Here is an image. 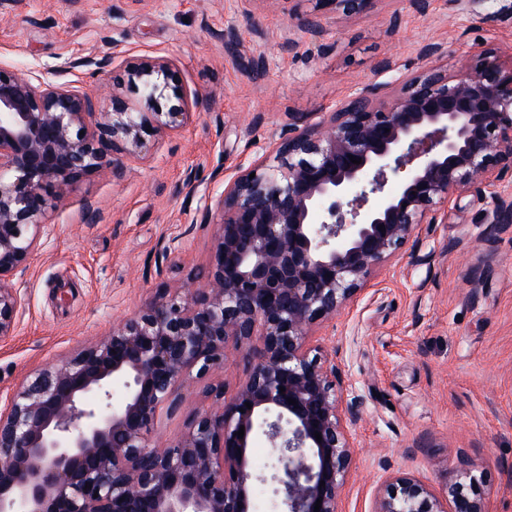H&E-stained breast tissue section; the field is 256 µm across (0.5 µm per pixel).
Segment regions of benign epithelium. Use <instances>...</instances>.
Listing matches in <instances>:
<instances>
[{
  "label": "benign epithelium",
  "mask_w": 512,
  "mask_h": 512,
  "mask_svg": "<svg viewBox=\"0 0 512 512\" xmlns=\"http://www.w3.org/2000/svg\"><path fill=\"white\" fill-rule=\"evenodd\" d=\"M316 2L356 14L371 0ZM297 28L327 32L315 14ZM126 71L135 104L0 66V341L20 307L12 278L40 250L48 209L94 173L122 175L114 154L137 157L193 116L169 61L142 55ZM386 86L354 89L316 122L288 113L269 154L203 198L201 223L215 226L207 277L159 289L13 393L0 409V512H252L256 480L282 512H314L319 498V512H340L361 414L339 389L336 359L312 354L314 327L366 290L416 226L448 221L464 190L487 188L486 223L512 224V191L498 188L512 168V72L482 52L454 76L432 69L383 100ZM244 350L256 361L233 396L207 386L180 439L150 445L162 412ZM260 432L276 464L258 477L250 448ZM385 483L374 512H487L486 474L474 465L448 484L449 509L411 477Z\"/></svg>",
  "instance_id": "benign-epithelium-1"
}]
</instances>
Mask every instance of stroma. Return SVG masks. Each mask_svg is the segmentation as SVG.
<instances>
[{
  "label": "stroma",
  "mask_w": 512,
  "mask_h": 512,
  "mask_svg": "<svg viewBox=\"0 0 512 512\" xmlns=\"http://www.w3.org/2000/svg\"><path fill=\"white\" fill-rule=\"evenodd\" d=\"M313 0H0V66L36 68L60 83L112 88L122 68L65 70L67 61L119 49L169 60L199 103L184 128L152 139L70 189L49 209L38 257L13 279L21 306L0 342V407L36 369L107 335L158 288L209 268L214 228L201 198L221 190L216 170L266 155L292 112H328L376 83L390 60L400 79L456 75L493 51L512 69V0H372L368 10H324L329 33L299 34ZM441 45L423 58V46ZM392 84L390 94L401 86ZM97 211L82 222L84 202ZM489 191L467 189L444 224L418 225L377 268L367 290L311 338L338 357L343 387L362 406L341 512H373L386 478L407 473L438 498L466 465L487 473L488 512H512V227L484 224ZM171 255H164L165 247ZM251 360L233 356L162 415L151 444L175 443L207 384L233 395Z\"/></svg>",
  "instance_id": "stroma-1"
}]
</instances>
